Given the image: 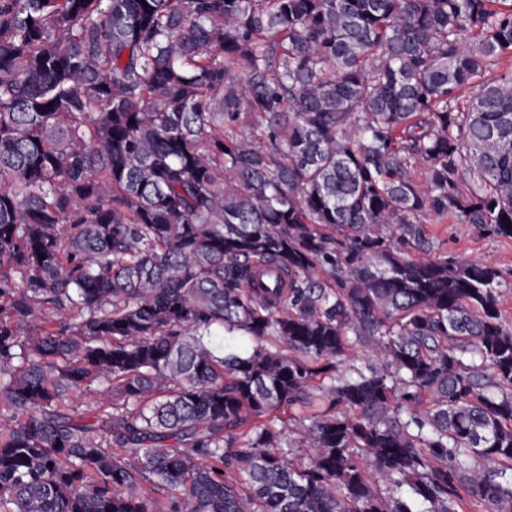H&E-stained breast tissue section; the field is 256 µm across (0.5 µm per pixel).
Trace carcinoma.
<instances>
[{
	"label": "carcinoma",
	"mask_w": 512,
	"mask_h": 512,
	"mask_svg": "<svg viewBox=\"0 0 512 512\" xmlns=\"http://www.w3.org/2000/svg\"><path fill=\"white\" fill-rule=\"evenodd\" d=\"M505 56L508 0H0V512H512L502 272L427 224L512 239Z\"/></svg>",
	"instance_id": "cac0c4a2"
}]
</instances>
